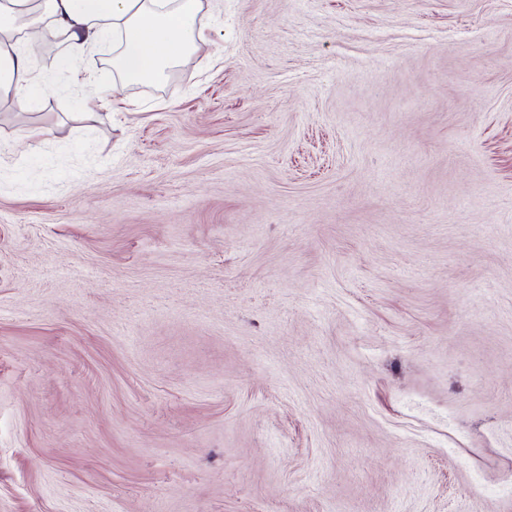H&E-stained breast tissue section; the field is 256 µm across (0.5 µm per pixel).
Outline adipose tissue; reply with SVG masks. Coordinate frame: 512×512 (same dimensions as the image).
<instances>
[{
    "label": "adipose tissue",
    "instance_id": "1",
    "mask_svg": "<svg viewBox=\"0 0 512 512\" xmlns=\"http://www.w3.org/2000/svg\"><path fill=\"white\" fill-rule=\"evenodd\" d=\"M202 0H0V108L28 110L27 90L41 85L34 56L46 33H63L76 65L75 84L92 73L80 60L117 41L113 67L125 81L160 78L165 68L205 39Z\"/></svg>",
    "mask_w": 512,
    "mask_h": 512
}]
</instances>
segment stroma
Returning a JSON list of instances; mask_svg holds the SVG:
<instances>
[{
  "label": "stroma",
  "instance_id": "35a3bbf8",
  "mask_svg": "<svg viewBox=\"0 0 512 512\" xmlns=\"http://www.w3.org/2000/svg\"><path fill=\"white\" fill-rule=\"evenodd\" d=\"M203 4L0 112V512H512V0Z\"/></svg>",
  "mask_w": 512,
  "mask_h": 512
}]
</instances>
